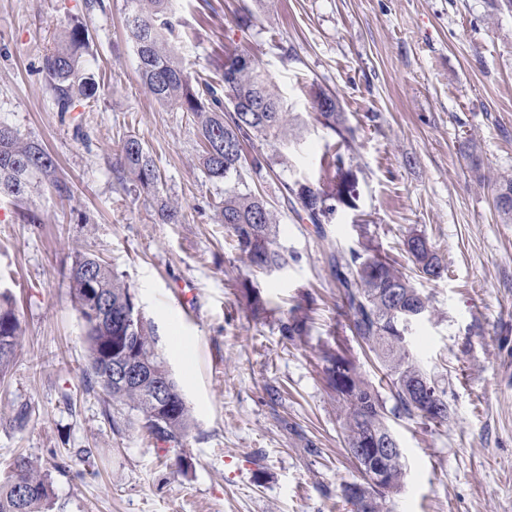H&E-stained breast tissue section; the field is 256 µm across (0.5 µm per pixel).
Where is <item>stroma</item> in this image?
<instances>
[{"instance_id":"1","label":"stroma","mask_w":512,"mask_h":512,"mask_svg":"<svg viewBox=\"0 0 512 512\" xmlns=\"http://www.w3.org/2000/svg\"><path fill=\"white\" fill-rule=\"evenodd\" d=\"M245 5L254 20L242 26ZM170 10L167 40L191 75L219 79L225 53L244 50L287 112L310 119L318 93L336 94L356 140L358 207L318 230L282 204L283 183L322 182V157L343 151L329 129L310 119L299 145L260 144L283 160L245 179L275 211L288 264L253 275L214 207L224 184L201 167L197 125L139 78L126 0H0V125L41 143L73 191L0 197V291L24 329L0 373V475L19 454L49 471L50 512H351L342 489L362 475L324 347L337 343L383 398L390 382L338 308L323 240L346 251L368 238L430 299L407 343L450 407L442 424L391 419L407 470L389 512H512V224L492 189L512 173V11L491 0H171ZM76 25L97 90L61 112L43 58ZM130 135L155 161L158 194L117 181ZM164 204L178 223L162 220ZM412 228L435 246L441 278L407 259ZM82 252L112 266L151 323L192 419L182 449L156 445L87 388L67 279ZM243 280L265 313H253ZM297 307L307 330L290 341L280 327ZM22 405L29 420L12 427Z\"/></svg>"}]
</instances>
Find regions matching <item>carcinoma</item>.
Here are the masks:
<instances>
[{"mask_svg": "<svg viewBox=\"0 0 512 512\" xmlns=\"http://www.w3.org/2000/svg\"><path fill=\"white\" fill-rule=\"evenodd\" d=\"M170 0H127V28L138 59V75L151 95L161 104L191 115L203 138L202 165L207 176L224 181V200L219 216L231 232L234 248L244 254L250 265L262 274H270L288 264L277 243L276 220L270 204L261 195L243 186L242 173L256 176L272 170L274 158L260 152L248 156L244 146L256 140L272 145L298 143L306 121L300 115L283 112L280 100L270 92L267 77L244 51L225 55L224 80L217 88L208 80L194 82L178 53L168 45L164 31L173 28L169 18ZM86 40L85 31L75 26L66 43L50 50L44 69L55 102L66 111L74 98H93L96 82L84 72L77 49ZM315 120L350 143L353 131L346 126L339 99L320 93L314 99ZM120 171L143 188H154L158 173L152 156L141 139L129 136L120 146ZM332 173L324 185L295 181L284 185L285 200L296 214H304L319 226L340 208H355L353 178L344 154L338 152L327 162ZM37 183L50 185L59 198L70 199L71 188L56 176L53 157L39 143L18 131L0 125V196L24 200ZM494 201L501 222L512 224V174H502L494 182ZM404 250L420 273L438 279L444 272L433 244L421 232L411 229L403 242ZM331 269L342 303L350 315L353 336L373 352L390 380L394 404L386 407L380 392L358 371L356 365L338 351L328 349L323 358L328 363L340 358L347 363L348 389L332 384L344 407L346 449L361 448L373 435L391 433L388 415L418 416L410 387L426 382L442 405V415L430 422L448 421L447 391L428 375L410 354L404 339L405 326L429 312V299L415 288L386 258L371 246L331 253ZM70 294L83 321L89 357L90 376L112 406L123 407L142 423L155 441L164 446L181 447L191 428L189 409L175 380H169L173 397L162 406L148 386L120 384L112 379V361L134 349L151 357L158 368L167 367L156 351L150 326L128 333L117 324L96 322L90 310V290L102 289L112 315L118 316L134 298V293L112 270L92 253L75 256L68 270ZM400 291L397 300L387 291ZM308 316H291L281 324L288 339L305 333ZM23 334L22 323L10 296L0 294V346L10 353L0 355V372L4 371ZM54 495L48 474L28 458L14 459L9 473L0 478V512H47Z\"/></svg>", "mask_w": 512, "mask_h": 512, "instance_id": "obj_1", "label": "carcinoma"}]
</instances>
